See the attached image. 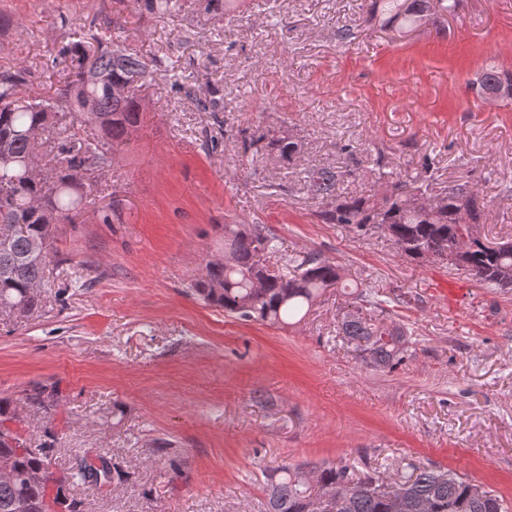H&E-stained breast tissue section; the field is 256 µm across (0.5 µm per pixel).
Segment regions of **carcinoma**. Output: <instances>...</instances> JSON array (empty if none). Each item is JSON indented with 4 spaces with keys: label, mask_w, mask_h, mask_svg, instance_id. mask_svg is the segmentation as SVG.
I'll return each instance as SVG.
<instances>
[{
    "label": "carcinoma",
    "mask_w": 512,
    "mask_h": 512,
    "mask_svg": "<svg viewBox=\"0 0 512 512\" xmlns=\"http://www.w3.org/2000/svg\"><path fill=\"white\" fill-rule=\"evenodd\" d=\"M134 10L164 16L181 8L180 0H130ZM436 7L443 15L457 14L460 0H368L367 16L400 31L416 28ZM98 30L88 29L84 40L68 47L72 71L55 94L32 98L22 90L23 76L0 77V314L28 316L38 308L51 252L52 226L44 211L57 213V222L71 223L86 208L88 181L95 171L112 167L115 147L124 143L140 123V109L131 90L152 76L157 61L147 60L123 44H103ZM478 91L512 85V76L496 65L483 68L475 79ZM125 89L116 96L112 87ZM257 141L288 161L300 153L298 142L261 133ZM49 156L42 176H27V161L36 147ZM308 194L330 202L318 213L325 224H345L359 232L387 225L407 246L404 258L421 266L446 264L455 252L460 269L489 288H501L499 276L512 273V246L491 245L480 232L485 209L478 194L465 182L448 186L439 206L421 200L429 185L421 172L406 171L382 192L345 196L341 183L350 175L334 167L302 170ZM224 249L236 256L227 269L209 263L206 278L190 291L205 304L228 316L267 325L287 324L310 311L329 288L347 277L344 269L318 253L289 260L291 270L268 266L267 254L278 251V239L262 224H226ZM261 277L264 287H250ZM354 305L342 314L339 333L346 344L364 356L369 366L392 371L408 355L412 331L370 315L379 299L370 289H355ZM27 405L53 416L60 406L56 389L36 387L22 398L0 399V427L16 420L17 409ZM0 458L10 462L13 477L0 479V512H53L46 502L45 485L34 479L50 474L57 485L59 503L66 512H84L71 493L77 483L106 485L126 479L110 459L99 455L102 480H92L85 468L61 473L53 468L49 448H32L18 433L17 443L0 442ZM408 468L411 473L402 475ZM342 491L336 509L325 497ZM267 512H512L492 491L466 476L440 466L397 464V477L377 473L357 475L350 466L323 462L302 468L282 465L274 469L266 486Z\"/></svg>",
    "instance_id": "1"
}]
</instances>
